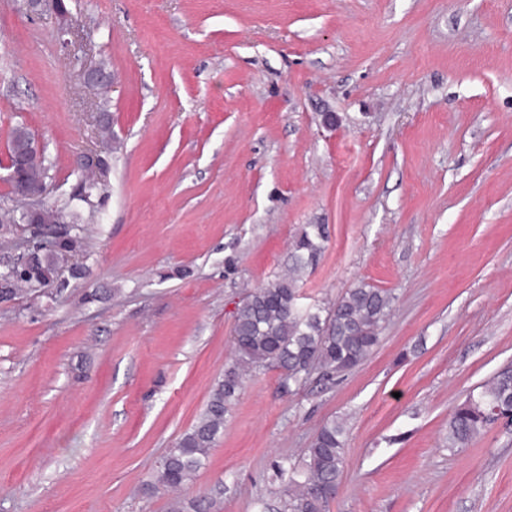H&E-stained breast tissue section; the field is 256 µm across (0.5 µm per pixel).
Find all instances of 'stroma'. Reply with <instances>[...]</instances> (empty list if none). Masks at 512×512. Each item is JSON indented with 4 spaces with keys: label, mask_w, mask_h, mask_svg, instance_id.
Listing matches in <instances>:
<instances>
[{
    "label": "stroma",
    "mask_w": 512,
    "mask_h": 512,
    "mask_svg": "<svg viewBox=\"0 0 512 512\" xmlns=\"http://www.w3.org/2000/svg\"><path fill=\"white\" fill-rule=\"evenodd\" d=\"M64 3L0 0V209L16 126L45 204L102 161L64 226L83 277L0 301V512H169L146 486L235 355L237 303L309 224L328 240L303 306L369 283L393 297L381 340L330 381L254 371L185 496L284 512L277 463L342 419L330 512H512V424L448 446L512 365V0Z\"/></svg>",
    "instance_id": "1"
}]
</instances>
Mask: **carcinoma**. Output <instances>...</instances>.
Listing matches in <instances>:
<instances>
[{"label": "carcinoma", "instance_id": "obj_1", "mask_svg": "<svg viewBox=\"0 0 512 512\" xmlns=\"http://www.w3.org/2000/svg\"><path fill=\"white\" fill-rule=\"evenodd\" d=\"M73 208L70 202L47 206L41 226L60 223ZM325 239V225H308L293 243L290 273L248 293L237 305L233 342L238 357L225 367L198 420L159 461L153 488L177 492L193 481L223 433L225 415L247 373L260 367L276 369L281 385L288 388L314 369L327 378L343 374L360 365L378 345L392 303L387 292L361 281L328 306H301L298 274L316 262ZM50 245L33 272L0 291V300L11 299L21 287L40 291L57 281L68 258L83 250L84 242L69 236ZM500 419L512 422V367L498 371L478 395L455 408L448 421V447H466ZM345 434L346 423L333 419L319 429L302 460L278 465L286 512H329L332 492L346 465ZM211 508L212 503L200 494L174 502V512Z\"/></svg>", "mask_w": 512, "mask_h": 512}]
</instances>
